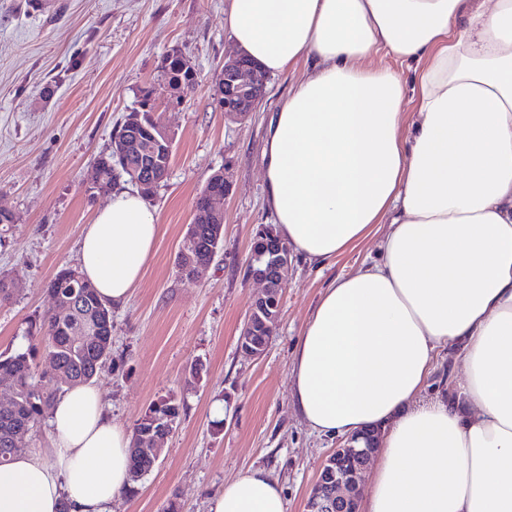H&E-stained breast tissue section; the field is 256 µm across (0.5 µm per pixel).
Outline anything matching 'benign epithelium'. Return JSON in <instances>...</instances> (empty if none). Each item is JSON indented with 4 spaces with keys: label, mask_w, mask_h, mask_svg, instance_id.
I'll use <instances>...</instances> for the list:
<instances>
[{
    "label": "benign epithelium",
    "mask_w": 512,
    "mask_h": 512,
    "mask_svg": "<svg viewBox=\"0 0 512 512\" xmlns=\"http://www.w3.org/2000/svg\"><path fill=\"white\" fill-rule=\"evenodd\" d=\"M243 54H234L224 57V67L221 69L216 83L215 106L224 115L233 119L243 120L255 111L266 93L267 77L262 76L242 61ZM181 73L185 77L168 80L163 84V97L168 107L179 106L182 97L178 92L187 89V81L196 79V70L188 57H183ZM142 113L134 109L131 111L127 123L119 131L118 139L113 143L115 156L125 164V170L130 176L132 184L137 186L142 194L149 196L154 193L156 181L152 167L140 165L130 167L127 165V152L137 132L144 127L141 120ZM146 128V127H144ZM149 143L154 150L165 152L171 150V135L163 123L152 120V125L146 128ZM231 191V182L224 174L212 177L206 189L200 195V208L194 210L197 217L209 224L224 223L223 212L216 209L215 204L225 199ZM257 263L264 266V270L252 274L251 279L263 284L262 293L256 295L253 304H264L273 293L269 288V280L287 272L289 264L277 261L266 264L265 257L254 256ZM172 433L171 424L161 421L155 422L151 435L143 438L142 452L146 455L160 456L161 444ZM353 450L352 440L344 443L327 455L320 469L317 480L305 504V512H358L355 504L359 503V489L364 471L367 468L374 449L359 448L356 456H351Z\"/></svg>",
    "instance_id": "obj_1"
}]
</instances>
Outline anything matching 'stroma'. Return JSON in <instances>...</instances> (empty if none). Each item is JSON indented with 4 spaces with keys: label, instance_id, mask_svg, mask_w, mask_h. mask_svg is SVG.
Returning <instances> with one entry per match:
<instances>
[{
    "label": "stroma",
    "instance_id": "stroma-1",
    "mask_svg": "<svg viewBox=\"0 0 512 512\" xmlns=\"http://www.w3.org/2000/svg\"><path fill=\"white\" fill-rule=\"evenodd\" d=\"M175 51L191 59L197 79L180 108L158 111L173 157L167 181L145 200L160 225L156 252L130 301L112 310V363L95 385L128 431L158 398L176 395L184 410L155 469L136 495L114 500L112 512H165L173 500L181 512H207L210 495L252 467L278 480L288 512H304L336 441L310 432L292 407V351L322 288L369 248L320 272L293 260L266 352L239 350L260 291L245 276L251 240L273 221L264 208L266 126L304 69L271 77L247 120L224 117L214 104L216 77L233 51L224 0H0V207L15 216L0 235V271L22 279L15 300L0 307V351L25 321L51 313L47 282L77 266L84 225L110 201L88 192L94 160ZM222 169L232 183L224 247L202 278L181 277L177 257L193 202ZM215 419L223 431L213 429Z\"/></svg>",
    "mask_w": 512,
    "mask_h": 512
}]
</instances>
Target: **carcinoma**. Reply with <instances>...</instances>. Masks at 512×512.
Masks as SVG:
<instances>
[{
	"label": "carcinoma",
	"instance_id": "obj_1",
	"mask_svg": "<svg viewBox=\"0 0 512 512\" xmlns=\"http://www.w3.org/2000/svg\"><path fill=\"white\" fill-rule=\"evenodd\" d=\"M178 64L177 54L166 55L161 62L162 80L179 76ZM96 166L102 182L110 187L124 177L114 171L110 150L98 157ZM196 235L195 249L189 253L181 251L178 256L179 271L186 278L203 276L224 246L222 239L217 243L213 241L208 224L197 225ZM279 244L281 239L273 225L263 224L254 235L251 252L263 253ZM19 278L16 270L0 271V305L16 298ZM84 284L85 279L78 268L64 267L47 283V293L56 301L73 305L82 321L100 320V331L78 340L70 335L74 323L54 312L40 320L27 321L23 334L27 345L0 353V391L8 394L12 403L10 410H0V465L28 450V446L18 441V435L28 429L35 430L65 390L94 382L103 371V365L112 363V306L102 300L96 289L86 288ZM276 322L274 317L264 324H254L248 330L252 345H268ZM38 352L45 361L42 367L35 361ZM182 410L183 403L174 395L157 400L136 420L132 436L148 432L158 418L176 423ZM130 461L133 485L129 492L133 493L134 483L151 472L155 463L134 447L130 448Z\"/></svg>",
	"mask_w": 512,
	"mask_h": 512
}]
</instances>
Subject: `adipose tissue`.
Here are the masks:
<instances>
[{"label": "adipose tissue", "instance_id": "obj_1", "mask_svg": "<svg viewBox=\"0 0 512 512\" xmlns=\"http://www.w3.org/2000/svg\"><path fill=\"white\" fill-rule=\"evenodd\" d=\"M224 28L269 76L306 73L262 149L279 238L321 268L375 253L325 288L291 359V398L313 432L377 430L361 512H512V0H227ZM384 54L404 81L366 67ZM157 216L113 194L85 225L79 268L129 299ZM465 378L428 391L440 352ZM49 447L0 466V512H112L129 437L81 385L50 414ZM208 512H288L252 468Z\"/></svg>", "mask_w": 512, "mask_h": 512}]
</instances>
